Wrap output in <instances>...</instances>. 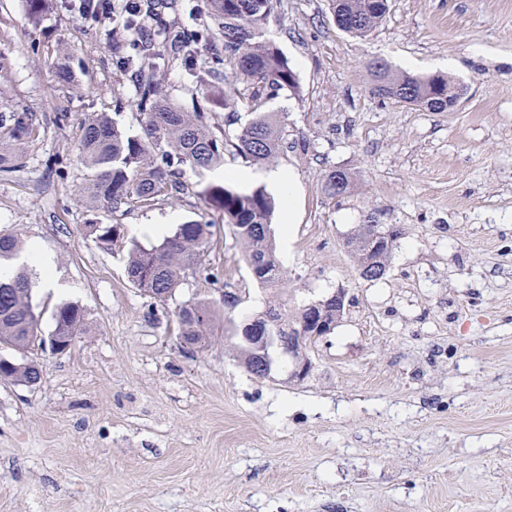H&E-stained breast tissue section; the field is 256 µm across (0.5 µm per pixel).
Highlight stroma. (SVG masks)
Instances as JSON below:
<instances>
[{"label":"stroma","instance_id":"stroma-1","mask_svg":"<svg viewBox=\"0 0 512 512\" xmlns=\"http://www.w3.org/2000/svg\"><path fill=\"white\" fill-rule=\"evenodd\" d=\"M68 0H0V116L37 127L0 173V231L56 259L62 292L36 288L39 335L71 302L88 330L37 361V386L0 381V512H512V0H389L365 37L341 31L328 0H280L269 37L297 74L265 111L287 143L273 169L297 187L284 282L258 283L220 213L189 196L121 215L80 198L81 124L117 115L141 131L136 89L108 25ZM70 55L71 82L55 70ZM374 59L464 88L432 112L378 95ZM171 99L220 90L181 66ZM354 189L331 199L326 176ZM211 224L204 269L158 300L126 279L127 253L91 223ZM358 224L402 235L386 276L362 279L343 247ZM346 289L350 301L298 381L259 379L235 357L237 329L268 308L292 314ZM237 298L225 305V295ZM204 298L218 314L206 349L180 343L176 314Z\"/></svg>","mask_w":512,"mask_h":512}]
</instances>
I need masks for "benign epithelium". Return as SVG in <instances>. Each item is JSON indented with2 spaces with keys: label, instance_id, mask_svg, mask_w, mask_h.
Listing matches in <instances>:
<instances>
[{
  "label": "benign epithelium",
  "instance_id": "benign-epithelium-1",
  "mask_svg": "<svg viewBox=\"0 0 512 512\" xmlns=\"http://www.w3.org/2000/svg\"><path fill=\"white\" fill-rule=\"evenodd\" d=\"M395 231L396 227L390 224L356 227L347 236L346 241L350 242L351 249L365 251L369 249V244L377 245L391 237ZM347 303L346 290L338 288L326 298L303 307L306 315L303 324L330 332L335 325V317L342 314ZM303 335L302 330L288 336L281 335L274 312L268 310L256 315L243 323L240 336L237 337V346L246 351L240 364L248 370L258 365L264 376L268 377L271 375L276 358L286 357L292 365L291 377L303 381L314 369L311 357L303 351ZM33 340L49 345L55 353H61L69 349L74 338L52 335L46 339L35 336Z\"/></svg>",
  "mask_w": 512,
  "mask_h": 512
}]
</instances>
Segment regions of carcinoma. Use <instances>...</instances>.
Masks as SVG:
<instances>
[{
    "mask_svg": "<svg viewBox=\"0 0 512 512\" xmlns=\"http://www.w3.org/2000/svg\"><path fill=\"white\" fill-rule=\"evenodd\" d=\"M277 0H204L202 12L219 25L221 44L211 48L200 73H192L206 85L224 78L225 122H231L245 107L252 119L234 135L214 126L211 113L200 102L189 109L173 103L157 79L159 71L180 62L194 63L205 31L184 27L160 54L143 46H131L127 60L134 69L136 106L144 120L141 133L129 134L105 114L90 116L83 124L78 143L79 156L89 170L83 198L93 207L114 213L148 208L160 201L178 200L192 192L209 208L222 212L244 246L248 266L259 271L256 281L270 285L279 280L271 227L275 202L262 188L240 192L224 184L197 183L198 190L183 181L188 167L201 174L224 162L229 152L252 165L274 161L285 146L284 127L262 111L265 103L284 89L296 90V72L279 47L267 37L266 21ZM336 25L354 37H363L375 28L388 11V0H329ZM138 13L154 18L162 33L169 30V14L179 10L177 0H139ZM375 81L383 85L378 94L399 102L416 104L434 112L448 109V90L459 84L443 75L393 74L381 61L370 63ZM35 134V125L24 115L9 116L0 133V173L20 165V146ZM351 185L350 175L336 170L328 175L325 193L335 198ZM97 237L112 248H128L127 280L154 299H165L185 274L202 268L208 250L209 225L189 221L175 227L155 245L145 247L121 235L116 224L93 225ZM23 249L19 239L0 233V261L11 260ZM37 279L34 268L15 269L13 278L0 280V345L24 351L36 335L39 317L30 302ZM58 336H79L85 315L73 303L59 304L53 314ZM179 338L189 348H203L215 323L210 304L201 298L191 300L177 313Z\"/></svg>",
    "mask_w": 512,
    "mask_h": 512,
    "instance_id": "cac0c4a2",
    "label": "carcinoma"
}]
</instances>
